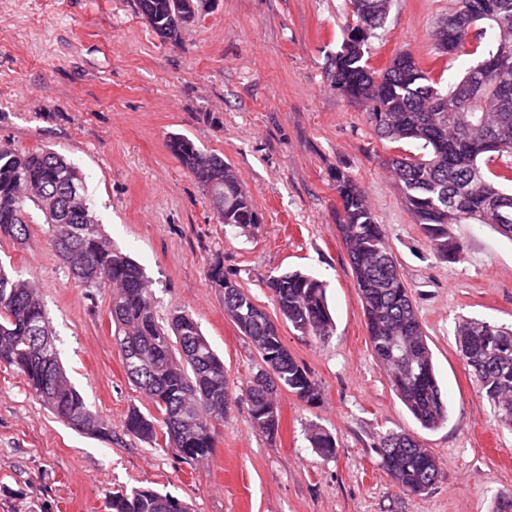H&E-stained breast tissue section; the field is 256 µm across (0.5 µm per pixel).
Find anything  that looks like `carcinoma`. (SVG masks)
<instances>
[{"label": "carcinoma", "mask_w": 512, "mask_h": 512, "mask_svg": "<svg viewBox=\"0 0 512 512\" xmlns=\"http://www.w3.org/2000/svg\"><path fill=\"white\" fill-rule=\"evenodd\" d=\"M487 0H458L454 14L461 23L435 24V48L454 43L452 56L466 53L472 32L489 35L483 60L501 58L505 65L479 75L468 68L448 90L439 88L431 72L414 58L395 59L381 72L364 60L366 45L381 28L392 0H349L356 25L327 64L333 87L368 111L376 135L392 142L413 141L423 154L386 160L405 208L427 240L448 262L461 258L463 247L448 242V225L492 224L512 239V221L500 223L496 207L512 203V0H496L504 21L484 16ZM138 10L152 29H168L179 41L174 0H137ZM178 146L182 166L209 196L222 202L219 223L245 230L258 223L251 197L238 171L224 158L191 139L169 136ZM341 201L336 227L355 276L371 348L387 369L389 383L413 418L434 429L448 418V405L437 381L432 352L411 293L400 275L396 257L382 225L376 223L364 190L349 175L336 173ZM40 213L51 244L61 253L72 277L86 288L111 289L109 317L112 336L142 358L141 372L127 373L149 399L153 411L128 410L125 433L154 444L159 435L187 462L209 459L215 434L234 398L224 362L191 314L176 311L168 326L154 314L153 297L141 267L114 249L92 210L80 171L55 152L0 147V238L24 241L29 222ZM209 277L224 302V314L255 350L267 354L266 368L247 388L252 424L270 439L279 434L277 392L314 403L320 389L284 346L277 326L236 283L224 279L216 262ZM267 288L283 320L295 330L325 340L334 326L323 283L299 270L270 277ZM52 335L49 317L37 287L0 265V364L20 373L31 394L53 414L94 436L112 437L107 420L92 412L71 385L57 351L44 353L43 338ZM458 349L480 389L492 403L498 423L512 431V330L479 320L457 329ZM196 421L179 423L184 406ZM311 447L329 457L336 452L330 434L314 427ZM396 487L421 495L440 481L433 454L405 431L389 432L374 447ZM108 512H190L189 504L152 488L134 487L107 498Z\"/></svg>", "instance_id": "obj_1"}]
</instances>
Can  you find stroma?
I'll return each instance as SVG.
<instances>
[{"label":"stroma","mask_w":512,"mask_h":512,"mask_svg":"<svg viewBox=\"0 0 512 512\" xmlns=\"http://www.w3.org/2000/svg\"><path fill=\"white\" fill-rule=\"evenodd\" d=\"M457 0H394L368 42L382 71L401 52L451 80L481 51L439 54L434 23ZM354 17L348 0H215L162 43L136 0H0V144L43 148L82 173L112 244L143 269L160 323L185 310L224 360L232 408L211 458L187 464L166 445L125 434L129 407L150 410L128 380L108 314L110 291L69 274L34 224L25 243L0 240V262L40 288L72 385L112 424L105 439L55 417L24 378L0 365V512H106L107 495L152 487L191 512H490L512 490V431L498 426L455 341L459 322L512 327V240L489 224H452L460 262L441 259L405 209L386 157L420 153L379 139L366 112L331 85L327 60ZM179 133L239 172L259 222L219 224L192 175L167 147ZM361 185L409 287L448 398V420L422 429L374 356L354 274L336 228L335 177ZM247 290L276 321L288 351L319 384L309 405L279 395L276 441L255 428L246 386L264 364L224 314L208 270ZM299 269L326 286L336 325L318 342L282 321L269 276ZM318 425L336 440L326 458L307 441ZM413 433L441 480L406 495L374 447Z\"/></svg>","instance_id":"obj_1"}]
</instances>
